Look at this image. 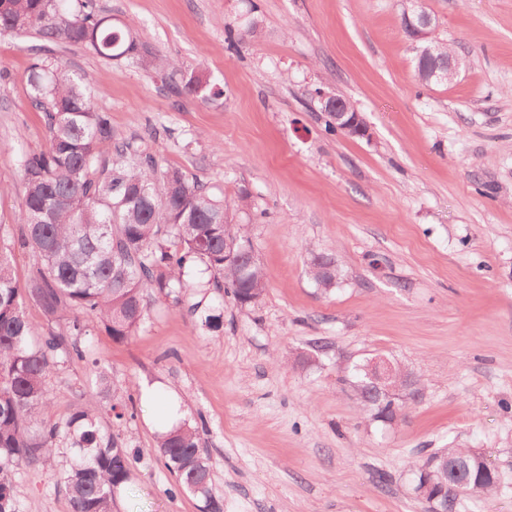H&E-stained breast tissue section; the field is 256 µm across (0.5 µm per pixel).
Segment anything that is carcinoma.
Returning <instances> with one entry per match:
<instances>
[{
	"label": "carcinoma",
	"instance_id": "carcinoma-1",
	"mask_svg": "<svg viewBox=\"0 0 512 512\" xmlns=\"http://www.w3.org/2000/svg\"><path fill=\"white\" fill-rule=\"evenodd\" d=\"M0 34L34 39L36 59L27 84L32 107L43 113L46 145L21 156L26 185L18 214L17 242L34 256L27 287L18 286L7 253L0 249V512H16L15 471L23 464L50 465L60 446L69 449L60 480L70 512H112L115 492L132 478L128 442L102 426L99 416L77 406L54 419L47 382L61 364L84 358L81 337L101 325L118 342L143 324L151 299L177 307L210 284L236 303L257 301L267 282L258 265L242 270L224 262V234L243 243L248 226L237 221L246 196L228 199L189 180L182 169L161 166L154 145L160 131L119 135L107 113L96 109L97 78L48 61V44L84 45L109 60H125L154 75L181 95L204 100L222 91L202 77H176L167 58L142 41L131 23L112 25L96 0H0ZM416 77L436 80L451 50L435 40ZM35 301L58 330L38 336L25 316V299ZM369 364L354 369L352 386L374 420L395 419L396 400L368 376ZM90 397L114 411L108 376L97 375ZM156 448L179 485L192 491L197 474L204 487L193 491L201 512H223L200 446L199 427L183 419L158 436ZM423 459L415 490L425 501L448 485L441 461L460 463L459 478L470 493H489L497 469L470 448H440Z\"/></svg>",
	"mask_w": 512,
	"mask_h": 512
}]
</instances>
